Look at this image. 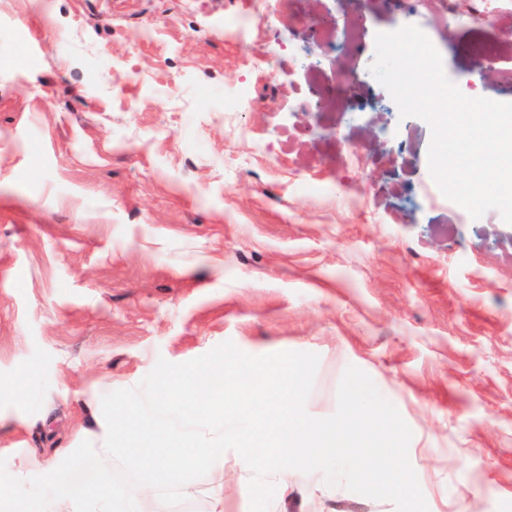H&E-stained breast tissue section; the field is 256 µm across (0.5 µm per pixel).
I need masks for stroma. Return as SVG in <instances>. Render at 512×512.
<instances>
[{
  "instance_id": "1",
  "label": "stroma",
  "mask_w": 512,
  "mask_h": 512,
  "mask_svg": "<svg viewBox=\"0 0 512 512\" xmlns=\"http://www.w3.org/2000/svg\"><path fill=\"white\" fill-rule=\"evenodd\" d=\"M361 41L322 39L344 17ZM414 24L469 97L512 102V0L487 35L407 0H0V458L25 477L96 440L101 398L225 341L312 352L307 412L348 366L410 427L427 512H512V225L428 169L431 129L370 72ZM354 73L334 112L337 71ZM225 452L179 512H249ZM269 512H396L326 482Z\"/></svg>"
}]
</instances>
